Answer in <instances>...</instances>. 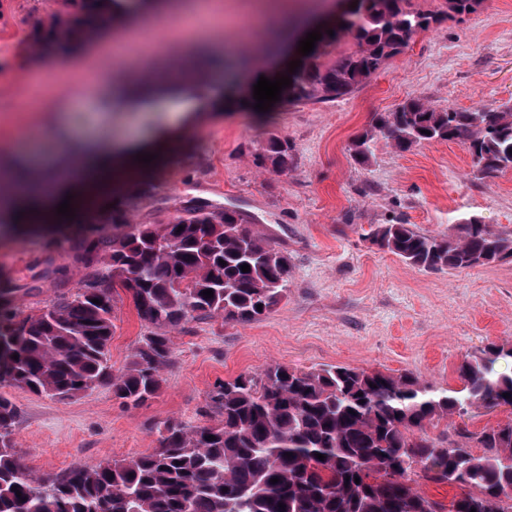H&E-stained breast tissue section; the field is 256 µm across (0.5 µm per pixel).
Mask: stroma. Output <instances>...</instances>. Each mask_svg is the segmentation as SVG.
I'll use <instances>...</instances> for the list:
<instances>
[{"instance_id":"obj_1","label":"stroma","mask_w":512,"mask_h":512,"mask_svg":"<svg viewBox=\"0 0 512 512\" xmlns=\"http://www.w3.org/2000/svg\"><path fill=\"white\" fill-rule=\"evenodd\" d=\"M40 0H0V114L14 109V89L48 73L51 83L36 111L0 123V148L25 133L54 143L58 119L84 135L111 140L124 110L88 112L64 91L74 73L108 72L103 46L81 62L27 53V19ZM512 98V0H482L473 13L418 32L352 95L305 104L274 102L269 111L241 107L203 113L170 160L146 174L151 199L134 191L120 201L135 223L172 216L180 201L197 198L250 215L259 231L288 256L286 298L260 319L224 324L193 319L169 332L172 357L158 395L125 407L102 385L68 400L4 386L19 407L17 451L36 475L52 477L74 466L134 457L158 447L165 421L217 423L209 395L217 381L257 374L271 364L299 371L326 365L413 373L438 388L458 386L466 354L489 344L512 345V261L427 273L378 250L367 240L379 224H410L442 235L475 217L512 234V171L474 175L472 158L457 141L396 149L379 139L369 164L350 156L352 141L376 116L417 99L442 109L474 110ZM288 139L292 160L282 174L257 164L255 152L271 135ZM69 269V286L85 276L46 232L0 235V296L8 309L28 313L56 299L43 282L22 289L46 256ZM112 370L130 362L147 322L129 299L118 300Z\"/></svg>"}]
</instances>
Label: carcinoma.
<instances>
[{"label": "carcinoma", "mask_w": 512, "mask_h": 512, "mask_svg": "<svg viewBox=\"0 0 512 512\" xmlns=\"http://www.w3.org/2000/svg\"><path fill=\"white\" fill-rule=\"evenodd\" d=\"M69 2L66 31L105 20L94 8L96 0ZM444 4L440 12H423L412 8V0H344L340 19L329 20L313 51L297 55L300 67L288 73L292 84L281 99L344 98L413 35L444 17L474 12L480 0ZM37 24L33 36L50 54L77 49L78 38L58 37L57 22L42 18ZM343 35L353 39L355 49L331 56ZM379 138L400 151L458 140L477 173L490 177L512 169V105L460 112L410 99L380 114L353 142L354 161L369 163ZM291 150L288 140L271 136L257 160L281 172ZM177 212L167 221L134 224L114 208L109 222L88 227L77 241L63 240L60 246H68L74 263L90 273L75 292L35 312L21 317L0 311V386L72 399L109 382L114 398L137 407L161 388L172 356L168 329L215 315L226 324L250 322L286 297L288 255L253 230L246 215L193 198ZM367 239L425 271L512 260V236L472 218L456 232L438 236L410 224H379ZM44 264L28 290L47 280L66 283V268L50 257ZM244 264L250 271L242 272ZM119 289L150 330L129 365L115 374L110 343ZM207 289L213 297H203ZM507 358L512 359V346L496 344L465 355L458 367L460 387L444 390L410 374L339 366L301 372L270 365L260 374L215 384L210 406L218 424L191 427L169 419L160 447L131 459L73 467L53 478L35 475L16 453L19 408L0 393V512H470L486 501L496 512H512V497L501 498V490L512 487V422L467 434L481 448L478 453L427 433L473 407L512 408V397H503L512 394V374L495 369ZM318 453L325 459L316 458ZM273 478L279 482L271 483ZM420 479L447 483L459 493L446 506L423 493Z\"/></svg>", "instance_id": "obj_1"}]
</instances>
